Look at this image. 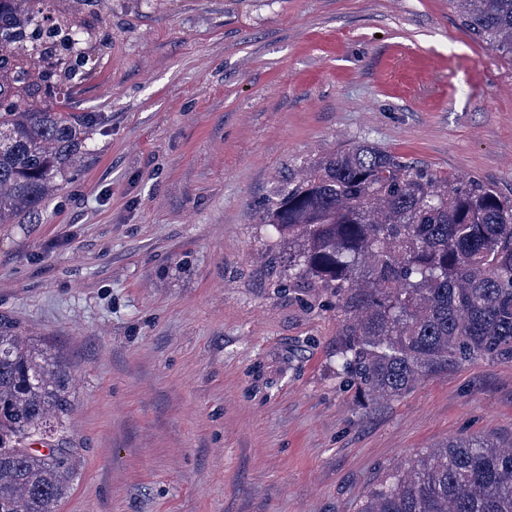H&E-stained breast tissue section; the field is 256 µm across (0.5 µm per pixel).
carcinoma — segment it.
Listing matches in <instances>:
<instances>
[{
  "label": "carcinoma",
  "instance_id": "obj_1",
  "mask_svg": "<svg viewBox=\"0 0 512 512\" xmlns=\"http://www.w3.org/2000/svg\"><path fill=\"white\" fill-rule=\"evenodd\" d=\"M79 2L0 0V224L37 215L88 151L91 127L58 107L86 60ZM453 2L476 39L512 55V0ZM263 220L288 251L274 285L335 299L336 370L366 401L450 363L512 361V197L493 186L359 142L303 166ZM70 410L60 356L0 318V512H52L67 494L74 449L30 445ZM361 512H512V445L450 441Z\"/></svg>",
  "mask_w": 512,
  "mask_h": 512
}]
</instances>
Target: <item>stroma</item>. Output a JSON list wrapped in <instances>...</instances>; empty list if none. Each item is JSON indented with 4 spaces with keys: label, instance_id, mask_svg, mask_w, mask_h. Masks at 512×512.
<instances>
[{
    "label": "stroma",
    "instance_id": "obj_1",
    "mask_svg": "<svg viewBox=\"0 0 512 512\" xmlns=\"http://www.w3.org/2000/svg\"><path fill=\"white\" fill-rule=\"evenodd\" d=\"M93 141L0 224V317L61 356L54 512H360L447 440L512 441V362L362 405L330 303L272 288L266 205L356 142L512 196V57L453 0H82Z\"/></svg>",
    "mask_w": 512,
    "mask_h": 512
}]
</instances>
